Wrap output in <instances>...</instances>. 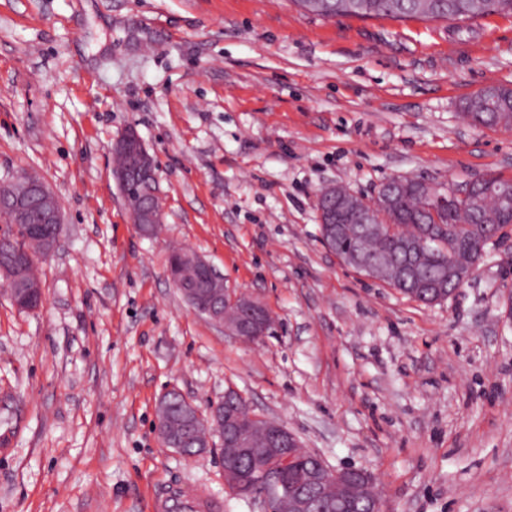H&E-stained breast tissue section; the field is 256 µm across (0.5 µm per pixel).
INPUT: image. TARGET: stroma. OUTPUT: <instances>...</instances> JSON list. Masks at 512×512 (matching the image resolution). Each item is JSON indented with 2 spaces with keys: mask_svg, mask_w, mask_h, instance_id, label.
Wrapping results in <instances>:
<instances>
[{
  "mask_svg": "<svg viewBox=\"0 0 512 512\" xmlns=\"http://www.w3.org/2000/svg\"><path fill=\"white\" fill-rule=\"evenodd\" d=\"M512 87V15L326 19L291 0H0V185L37 174L64 216L22 312L0 279V512H151L172 482L223 512L222 449L162 447L155 406L239 390L385 512H512V237L447 300L420 304L343 266L318 192L392 176L512 180V129L462 100ZM135 127L159 166L158 232L112 176ZM198 252L274 318L231 339L172 285Z\"/></svg>",
  "mask_w": 512,
  "mask_h": 512,
  "instance_id": "35a3bbf8",
  "label": "stroma"
}]
</instances>
